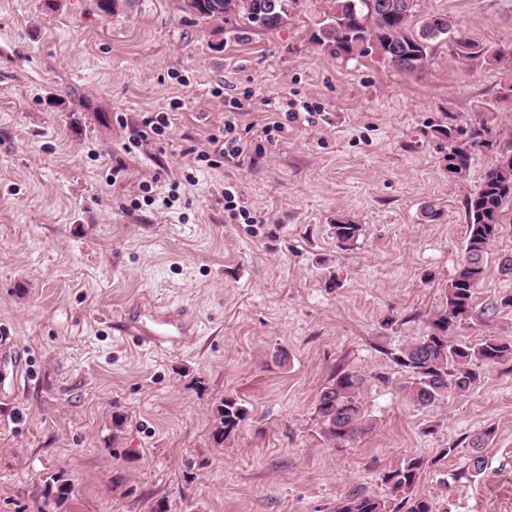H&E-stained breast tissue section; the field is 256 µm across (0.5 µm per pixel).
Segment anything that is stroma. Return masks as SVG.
<instances>
[{"label":"stroma","mask_w":512,"mask_h":512,"mask_svg":"<svg viewBox=\"0 0 512 512\" xmlns=\"http://www.w3.org/2000/svg\"><path fill=\"white\" fill-rule=\"evenodd\" d=\"M178 5L0 0V512H334L359 490L390 498L381 475L415 456L427 466L412 494L439 512H512V358L428 407L388 358L443 306L464 199L492 161L473 152L456 181L438 131L485 122L511 142L512 71L444 43L413 74L337 57L312 37L331 0H298L275 31ZM422 10L512 48V0ZM293 99L314 122L266 138ZM234 106L250 162L197 161ZM159 112L164 135L138 141ZM249 216L276 235L250 233ZM340 217L363 226L345 251ZM501 225L457 338L512 339L511 203ZM138 306L187 309L192 324L148 348L119 331ZM343 370L366 379L371 427L337 448L315 406ZM228 395L249 418L223 444ZM53 475L70 485L59 503Z\"/></svg>","instance_id":"1"}]
</instances>
